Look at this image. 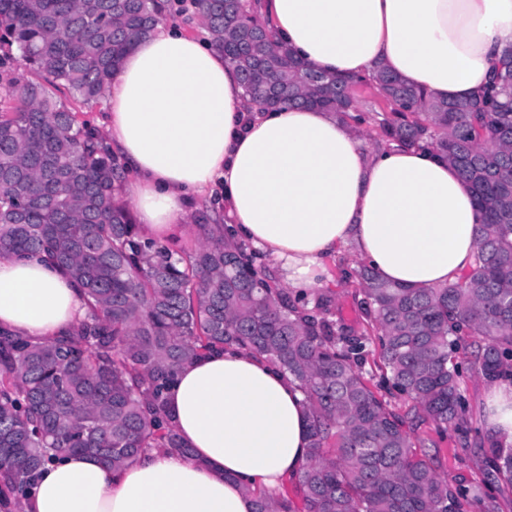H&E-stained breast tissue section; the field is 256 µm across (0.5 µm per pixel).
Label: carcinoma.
<instances>
[{
  "label": "carcinoma",
  "instance_id": "obj_1",
  "mask_svg": "<svg viewBox=\"0 0 512 512\" xmlns=\"http://www.w3.org/2000/svg\"><path fill=\"white\" fill-rule=\"evenodd\" d=\"M195 5L243 85L258 83L269 106L308 104L345 121L357 111L354 88H375L390 106L380 141L433 149L474 193L482 218L473 264L425 290L359 271L386 388L414 402L401 414L362 373L366 337L336 330L327 302L310 308L259 270L226 225L199 217L200 243L188 253L142 237L105 139L55 99L64 87L98 103L170 0H0V27L15 48L0 55V76L23 64L39 77L9 79L0 97V256L49 257L86 302L71 331L46 342L0 329V508L22 512L41 469L61 454H92L112 470L148 448L191 454L167 389L201 354L238 347L298 383L311 436L302 507L258 493L255 512H460L465 499L498 512L494 494L450 485L416 457L435 442L414 431L429 420L474 435L489 448L488 481L512 483V445L464 418L455 362L474 345L487 381L512 377V58L482 96L439 101L385 69L367 79L297 61L288 44L251 35L258 20L242 0Z\"/></svg>",
  "mask_w": 512,
  "mask_h": 512
}]
</instances>
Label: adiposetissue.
<instances>
[{
    "label": "adipose tissue",
    "instance_id": "ef3b65f1",
    "mask_svg": "<svg viewBox=\"0 0 512 512\" xmlns=\"http://www.w3.org/2000/svg\"><path fill=\"white\" fill-rule=\"evenodd\" d=\"M257 17L318 70L384 68L444 101L478 96L512 50V0H262ZM105 98L107 144L133 176L126 192L147 237H171L193 195L219 186L237 239L296 291L317 286L349 244L384 281L418 289L473 261L478 208L446 160L367 144L332 112L250 99L210 40L159 24ZM83 314L61 269L0 258V326L43 341ZM168 401L191 455L152 449L117 473L89 454L60 456L25 512H254L255 491L275 492L310 456L303 395L260 356L198 357ZM487 417L512 441V383L493 386Z\"/></svg>",
    "mask_w": 512,
    "mask_h": 512
}]
</instances>
